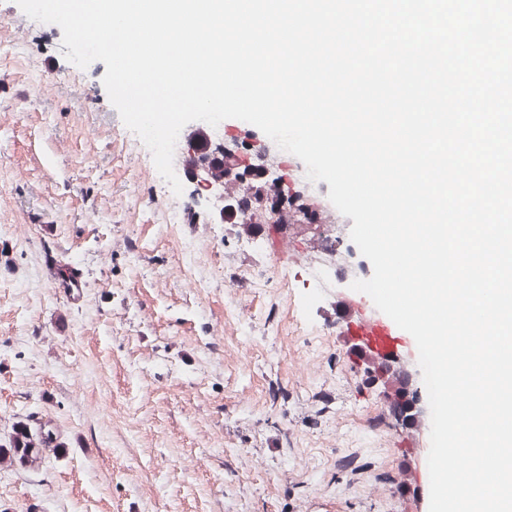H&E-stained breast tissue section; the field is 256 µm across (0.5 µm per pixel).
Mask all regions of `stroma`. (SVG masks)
Returning <instances> with one entry per match:
<instances>
[{
  "mask_svg": "<svg viewBox=\"0 0 512 512\" xmlns=\"http://www.w3.org/2000/svg\"><path fill=\"white\" fill-rule=\"evenodd\" d=\"M65 51L59 26L0 0V448L39 418L66 435L40 466L0 462V512H416L395 487L431 419L400 426L351 362L341 301L373 266L328 183L229 118L183 127L174 194L105 64ZM201 134L266 151L251 209L272 185L294 196L296 262L276 265L260 224L240 221L244 182L199 195L185 158ZM48 245L84 269L81 303L51 287Z\"/></svg>",
  "mask_w": 512,
  "mask_h": 512,
  "instance_id": "obj_1",
  "label": "stroma"
}]
</instances>
